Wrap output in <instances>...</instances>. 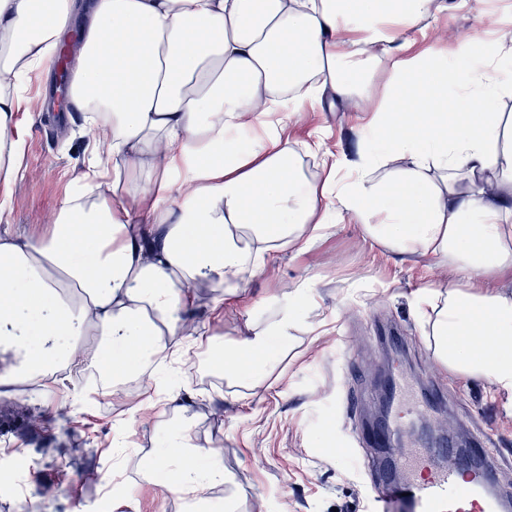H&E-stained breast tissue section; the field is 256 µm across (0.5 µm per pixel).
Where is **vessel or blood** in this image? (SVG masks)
<instances>
[{
    "label": "vessel or blood",
    "instance_id": "1",
    "mask_svg": "<svg viewBox=\"0 0 512 512\" xmlns=\"http://www.w3.org/2000/svg\"><path fill=\"white\" fill-rule=\"evenodd\" d=\"M395 397L410 410L438 401L439 393L422 399L407 379H395ZM501 461L489 455L484 438L471 437L457 467L445 469L425 449L413 448L394 460L392 470L377 461L366 463L372 484L370 512H506L512 493L501 490Z\"/></svg>",
    "mask_w": 512,
    "mask_h": 512
}]
</instances>
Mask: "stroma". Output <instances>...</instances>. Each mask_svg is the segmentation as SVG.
I'll return each instance as SVG.
<instances>
[{
  "mask_svg": "<svg viewBox=\"0 0 512 512\" xmlns=\"http://www.w3.org/2000/svg\"><path fill=\"white\" fill-rule=\"evenodd\" d=\"M422 36L456 49L466 40L495 42L512 33V0H468L466 6L433 11L420 23ZM54 72L31 75L22 175L6 190L9 210L0 218V238L40 236L57 222L65 193L82 182L77 160L97 147L91 130L71 109L31 108ZM367 101L351 100L328 111L304 106L285 129L290 142L322 140L329 160L349 166L358 159L357 118ZM48 119L55 126L43 135ZM459 273L453 263L401 254L376 244L360 225L333 224L305 251L273 254L249 277L237 301L223 312L198 304L202 333L197 374H183L158 389L131 377L143 410L126 423L128 405L71 381L46 397L28 401L30 421L68 442L73 422L85 424L90 452L83 461L68 454L44 458L32 444L0 454V474L20 476L25 492L0 490V512H112V469L125 477L136 512H188L187 502L163 488L146 461L164 443L173 416L165 402L189 399L191 433L199 448L224 460L232 485L203 492V500L234 496L236 512H367L369 487L361 469L368 448L363 434L374 399L387 396L388 375L412 377L421 388L443 385L440 405L407 418L393 435L399 448L423 445L420 420L448 423L462 434H484L490 449L504 453V484L512 488V393L494 383L459 374L436 358L433 338L417 302L424 290L447 291ZM308 290L285 337H272L267 354L274 366L257 383L229 384L215 361L230 353L246 320L274 322L297 288Z\"/></svg>",
  "mask_w": 512,
  "mask_h": 512,
  "instance_id": "35a3bbf8",
  "label": "stroma"
}]
</instances>
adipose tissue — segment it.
<instances>
[{"instance_id":"adipose-tissue-1","label":"adipose tissue","mask_w":512,"mask_h":512,"mask_svg":"<svg viewBox=\"0 0 512 512\" xmlns=\"http://www.w3.org/2000/svg\"><path fill=\"white\" fill-rule=\"evenodd\" d=\"M442 2L89 0L79 13L74 0H0V182L21 170L15 114L28 76L47 70L73 23L84 47L70 105L112 129L109 154L93 156L50 231L0 241L11 272L0 351L20 359L0 370V396L34 381L49 394L92 363L100 390L117 389L137 360L188 355L194 282L217 288L222 309L270 254L347 220L398 252L458 265L465 282L431 322L435 352L512 392V296L483 288L512 278V197L486 192L512 183V114L492 109L512 96L502 77L512 44L408 53V32ZM383 65L391 93L360 125L351 173L325 162L307 178L288 121L308 99L333 107L368 95ZM161 144L162 162L145 167ZM305 296L297 289L276 321L248 326L216 363L227 380L267 372L266 342L287 333ZM174 413L151 473L193 501L231 484L223 459L194 443L186 407Z\"/></svg>"}]
</instances>
